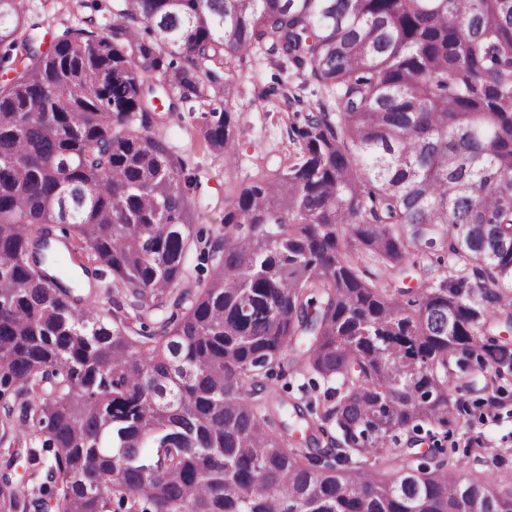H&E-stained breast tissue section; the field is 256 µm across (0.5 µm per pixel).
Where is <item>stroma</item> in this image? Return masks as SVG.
I'll return each mask as SVG.
<instances>
[{"label": "stroma", "instance_id": "stroma-1", "mask_svg": "<svg viewBox=\"0 0 512 512\" xmlns=\"http://www.w3.org/2000/svg\"><path fill=\"white\" fill-rule=\"evenodd\" d=\"M113 0H27L29 20L38 22L41 31L71 27L74 29H107L115 22ZM300 87L310 102L321 100L324 90L314 78L280 67L276 57L258 53L250 63L237 70L234 81L233 123L237 133L235 160L206 150L198 141L196 129L200 123L201 105L184 103L180 111L170 113L162 134L172 152L200 180L196 192V223L203 228L221 224L224 217V182L234 179L249 181L258 166L283 163L292 151L286 131L282 103L258 98L257 93L274 80ZM472 388L462 390L466 410L459 420L442 429L423 426L421 431H403L398 442L401 448L426 451L433 446H447L462 435L478 436L499 448L498 469L501 477L512 475V375L496 379L491 369L475 371ZM324 385H311L309 376L289 367L276 370L267 380L265 397L286 393L294 398L318 399ZM506 401L499 414H491L487 402L491 398Z\"/></svg>", "mask_w": 512, "mask_h": 512}]
</instances>
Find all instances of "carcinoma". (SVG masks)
<instances>
[{"mask_svg":"<svg viewBox=\"0 0 512 512\" xmlns=\"http://www.w3.org/2000/svg\"><path fill=\"white\" fill-rule=\"evenodd\" d=\"M256 51L331 101L262 90L295 156L198 228L153 126L202 102L229 154L224 71ZM0 67V512H512L454 446L370 463L457 421L448 362L512 373V0H129L46 46L0 0ZM73 239L124 289L110 323L56 272ZM434 255L410 297L370 269ZM291 349L336 383L320 411L249 396Z\"/></svg>","mask_w":512,"mask_h":512,"instance_id":"1","label":"carcinoma"}]
</instances>
